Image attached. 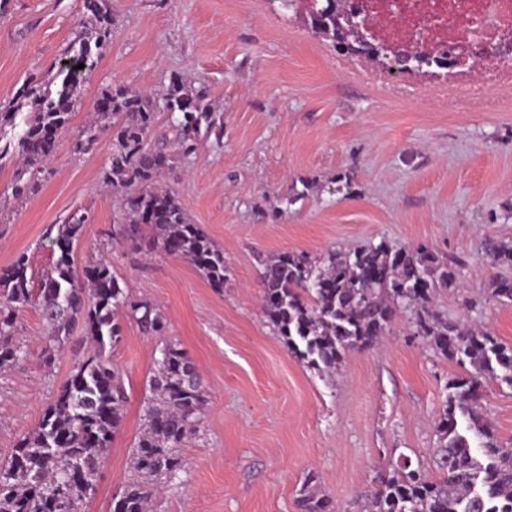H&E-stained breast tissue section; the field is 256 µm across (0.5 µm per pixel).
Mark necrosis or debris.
<instances>
[{
    "label": "necrosis or debris",
    "mask_w": 512,
    "mask_h": 512,
    "mask_svg": "<svg viewBox=\"0 0 512 512\" xmlns=\"http://www.w3.org/2000/svg\"><path fill=\"white\" fill-rule=\"evenodd\" d=\"M376 41L414 46L436 58L449 47L469 64L447 81L448 94L464 99L476 91L512 86V0H358Z\"/></svg>",
    "instance_id": "obj_1"
}]
</instances>
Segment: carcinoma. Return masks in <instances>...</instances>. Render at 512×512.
Masks as SVG:
<instances>
[{
  "label": "carcinoma",
  "mask_w": 512,
  "mask_h": 512,
  "mask_svg": "<svg viewBox=\"0 0 512 512\" xmlns=\"http://www.w3.org/2000/svg\"><path fill=\"white\" fill-rule=\"evenodd\" d=\"M286 11L301 16L311 31L333 47L350 52L359 32L349 27L352 8L343 0H279ZM95 24L76 33L58 65L54 82L25 80L12 104L0 107V129L14 124L28 109L30 120L17 139L22 162L15 198L27 194L24 176L34 179L54 156L59 135L69 124L81 96L84 70L77 65L103 54L112 39L108 0H84ZM409 71L427 65L420 51L399 49L378 55ZM108 108L81 131L76 145L91 146L99 131L112 129V161L106 184L122 198L120 240L145 243L189 260L216 288L224 286V253L191 222L179 199L154 183L174 167L176 157L195 153L199 137H224V124L202 91L174 73L159 95L115 85L101 94ZM161 112L172 117L168 131L152 146ZM88 229L87 217L71 216L50 225L53 266L34 283L25 256L0 267V368L19 361V313L33 307L49 329L44 363L50 365L78 323L92 341L76 363L38 426L21 439L9 463L0 466V512H78L95 491L100 458L112 447L123 418L127 392L107 347L121 341L117 313L126 310L143 330L160 334L164 319L146 301H132L108 264L92 261L82 270L74 249ZM484 251L495 268L512 270V243L487 239ZM263 314L288 349L314 366L336 368L342 353L368 348L395 321L413 315L414 335L422 336L464 373L448 380L445 405L435 425L438 445L433 471L415 465L404 454L390 463L380 485L364 496L362 512H512V446L498 442L482 406L489 379L512 384V345L476 323H455L433 308L439 289L456 288V262L421 247L370 243L349 254L335 251L320 262L283 253L261 261ZM490 293L512 302V280L496 273ZM149 380L151 399L136 444L133 467L140 481L112 500V512H149L158 481L181 469L179 456L196 433L206 402L201 375L182 349L167 344ZM309 474L300 490V512H333L328 496Z\"/></svg>",
  "instance_id": "cac0c4a2"
}]
</instances>
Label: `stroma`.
<instances>
[{"label":"stroma","mask_w":512,"mask_h":512,"mask_svg":"<svg viewBox=\"0 0 512 512\" xmlns=\"http://www.w3.org/2000/svg\"><path fill=\"white\" fill-rule=\"evenodd\" d=\"M112 41L85 73L81 100L33 192L15 202L16 161L0 160V266L25 256L33 280L53 262L44 233L74 212L91 217L77 266L105 261L128 296L155 305L163 335L122 317L110 350L128 401L94 494L80 512H110L139 478L132 465L144 427L148 381L164 344L182 348L203 378L199 431L180 450L152 512H299L308 474L344 512H359L391 460L427 465L455 361L414 335L400 316L375 345L343 355L334 372L295 356L261 313V261L282 252L319 257L380 240L425 246L460 261L459 290L434 306L463 322L475 303L482 324L512 344V303L488 292L486 239L512 241V87L449 104L447 85L387 71L336 50L279 0H110ZM87 17L83 0H0V105L29 75L52 77ZM205 88L224 123L157 184L224 252L223 287L188 260L144 257L113 239L119 198L104 181L112 132L75 143L101 92L112 85L162 93L171 73ZM291 205L282 200L293 193ZM24 357L0 370V464L38 424L91 345L75 327L51 367L47 328L19 315ZM485 414L512 443V385L488 381Z\"/></svg>","instance_id":"35a3bbf8"}]
</instances>
